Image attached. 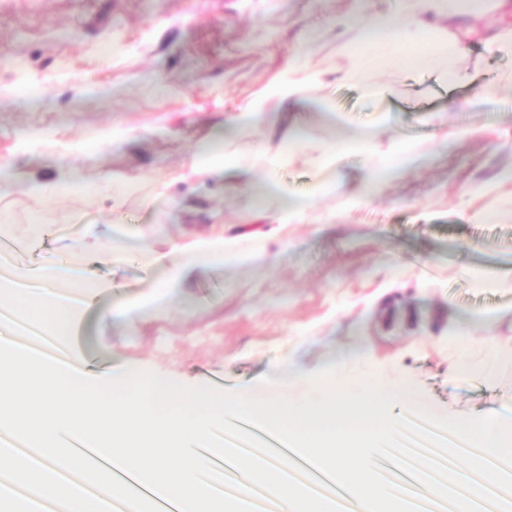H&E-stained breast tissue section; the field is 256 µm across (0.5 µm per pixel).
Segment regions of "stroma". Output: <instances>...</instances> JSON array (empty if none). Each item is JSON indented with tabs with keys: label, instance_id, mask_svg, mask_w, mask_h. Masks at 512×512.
<instances>
[{
	"label": "stroma",
	"instance_id": "1",
	"mask_svg": "<svg viewBox=\"0 0 512 512\" xmlns=\"http://www.w3.org/2000/svg\"><path fill=\"white\" fill-rule=\"evenodd\" d=\"M392 10L393 0H0V227L25 242L20 258L0 259V277L59 256L106 282L73 326L78 358L102 370L131 364L260 396L277 391L268 375L291 372L298 400L313 390L304 373L357 349L354 376L408 390L436 414L511 402L512 276L485 287L474 276L512 268V57L482 52L489 34L512 28V0H492L471 26L454 67L474 82L448 80L438 65H379L372 48L363 58L381 94L342 82L344 46L357 38L342 20ZM297 69L323 77L289 109L271 91ZM489 82L498 90L486 98ZM250 100L276 127L220 128ZM296 121L303 139L289 147L283 134ZM352 131L373 135L375 154L317 170ZM396 138L421 144L426 163L345 208ZM209 140L236 152L243 173L193 176L149 198ZM259 144L286 151V162L252 166ZM73 180L81 190H63ZM287 194L314 196L307 222L262 221ZM488 210L504 221L479 222ZM217 233L277 260L196 271L159 309L124 314L161 274L152 256ZM97 238L135 250L134 261L101 263ZM463 332L468 371L455 368ZM490 340L502 357L486 372Z\"/></svg>",
	"mask_w": 512,
	"mask_h": 512
}]
</instances>
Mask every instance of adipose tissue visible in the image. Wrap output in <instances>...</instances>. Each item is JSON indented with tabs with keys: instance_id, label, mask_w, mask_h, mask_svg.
<instances>
[{
	"instance_id": "adipose-tissue-1",
	"label": "adipose tissue",
	"mask_w": 512,
	"mask_h": 512,
	"mask_svg": "<svg viewBox=\"0 0 512 512\" xmlns=\"http://www.w3.org/2000/svg\"><path fill=\"white\" fill-rule=\"evenodd\" d=\"M411 13L410 21H402L393 15L368 17L355 14L348 18L349 27L359 32L357 42L349 44L347 50L354 63L345 72L344 79L375 92L368 67L360 61L359 46L384 45L397 55L399 65L405 70H426L436 59L458 58L466 48L453 29H441L425 23L423 14L447 10L449 18L465 14L477 19L486 11L487 0H405ZM392 163L371 168L366 174L368 191H375L395 180L406 167L422 160L423 153L416 143L399 140L392 146ZM174 260L161 280L153 296L127 304L125 313H142L162 305L163 301L181 283L201 268L260 265L268 263L267 254L260 251L231 250L225 247L223 238H197L171 249Z\"/></svg>"
}]
</instances>
